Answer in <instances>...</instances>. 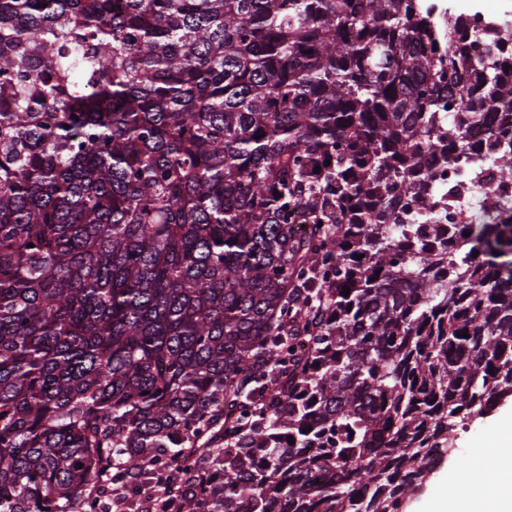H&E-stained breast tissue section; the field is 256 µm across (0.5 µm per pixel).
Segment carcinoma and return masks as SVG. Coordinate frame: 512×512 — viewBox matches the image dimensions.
<instances>
[{
  "instance_id": "carcinoma-1",
  "label": "carcinoma",
  "mask_w": 512,
  "mask_h": 512,
  "mask_svg": "<svg viewBox=\"0 0 512 512\" xmlns=\"http://www.w3.org/2000/svg\"><path fill=\"white\" fill-rule=\"evenodd\" d=\"M448 24L0 0V512H397L512 396V214L379 220L512 114V34Z\"/></svg>"
}]
</instances>
